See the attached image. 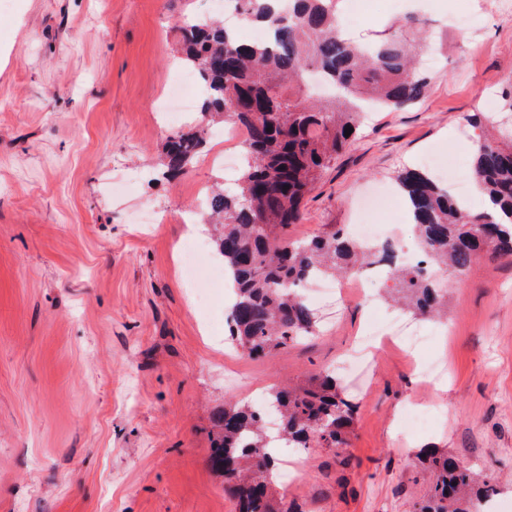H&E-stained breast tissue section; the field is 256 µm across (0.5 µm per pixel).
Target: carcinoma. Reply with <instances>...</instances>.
I'll list each match as a JSON object with an SVG mask.
<instances>
[{"mask_svg":"<svg viewBox=\"0 0 512 512\" xmlns=\"http://www.w3.org/2000/svg\"><path fill=\"white\" fill-rule=\"evenodd\" d=\"M281 2L235 0L240 16L267 29L264 42L245 41L220 21L182 29L183 61L205 85L200 112L246 132L236 187L214 189L208 209L234 291L228 341L250 357H271L315 333V314L298 289L316 274L346 278L382 264L392 296L426 317L448 306V275L462 277L485 255L512 258V88L502 92L499 112L470 116L475 128L497 133L474 147L472 174L487 198L483 210H468L427 171L397 175L415 230L414 263L397 262L391 239L362 245L342 228L311 239L290 235L315 182L351 140L345 129L358 130L366 109L422 100L430 80L412 59L422 20L410 17L360 46L342 36L332 0H288L286 10ZM313 69L335 89L324 104L302 93ZM202 147L196 132L167 135L166 176L187 170ZM267 399L282 439L295 448H328L340 463L349 462L356 406L332 373L322 369L293 388L273 386ZM264 415L248 402L214 411L209 462L224 470V489L239 512H296L275 490L277 457ZM417 460L433 482L415 512H470L469 496L483 502L495 493L487 483L476 486L474 470L446 451L425 448Z\"/></svg>","mask_w":512,"mask_h":512,"instance_id":"obj_1","label":"carcinoma"}]
</instances>
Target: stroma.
<instances>
[{"mask_svg":"<svg viewBox=\"0 0 512 512\" xmlns=\"http://www.w3.org/2000/svg\"><path fill=\"white\" fill-rule=\"evenodd\" d=\"M212 0H0V512H235L210 467V416L330 367L357 405L351 458L282 448L298 463L289 503L299 512H411L435 446L473 465L512 512V260L485 257L448 282L447 320L412 318L385 287L342 307L306 290L319 328L277 355L250 358L225 338L230 290L201 310L182 248L214 225L198 215L227 183L211 156L234 148L194 108L160 118L185 72L179 27L211 16ZM416 13L446 28L440 67L418 103L369 115L303 206L293 237L356 223L362 198L441 154L469 168L468 114L497 109L512 84V10L500 0H371L349 25L363 41ZM477 15L461 33L456 19ZM203 128L209 156L163 178L166 133ZM400 318L438 344L385 351L349 372L347 353L369 319ZM442 356L448 378L415 371ZM238 387H230L225 374ZM436 407L410 428L409 407Z\"/></svg>","mask_w":512,"mask_h":512,"instance_id":"35a3bbf8","label":"stroma"}]
</instances>
